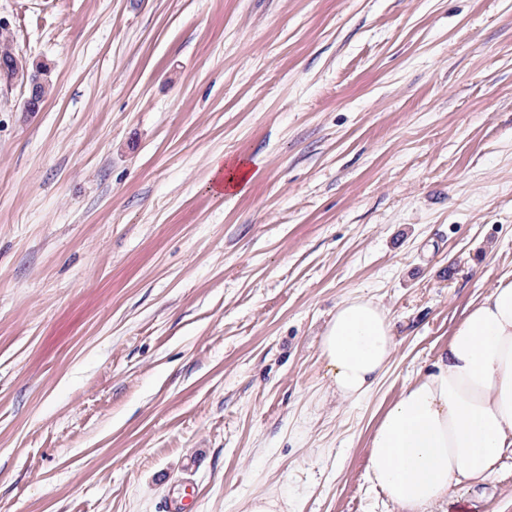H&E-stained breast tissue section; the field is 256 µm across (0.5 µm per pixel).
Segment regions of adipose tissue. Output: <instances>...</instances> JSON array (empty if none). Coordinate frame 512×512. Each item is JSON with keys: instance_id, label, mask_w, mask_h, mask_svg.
Listing matches in <instances>:
<instances>
[{"instance_id": "1", "label": "adipose tissue", "mask_w": 512, "mask_h": 512, "mask_svg": "<svg viewBox=\"0 0 512 512\" xmlns=\"http://www.w3.org/2000/svg\"><path fill=\"white\" fill-rule=\"evenodd\" d=\"M396 346L372 299L342 300L321 338L325 375L357 401L380 383ZM368 473L401 512H432L450 490L512 457V272L471 302L435 371L408 384L368 444Z\"/></svg>"}]
</instances>
